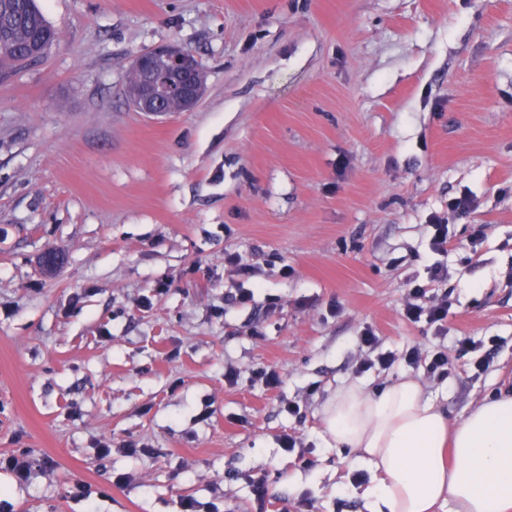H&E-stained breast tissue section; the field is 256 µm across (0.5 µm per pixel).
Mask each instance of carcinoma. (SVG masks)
Wrapping results in <instances>:
<instances>
[{
	"label": "carcinoma",
	"mask_w": 512,
	"mask_h": 512,
	"mask_svg": "<svg viewBox=\"0 0 512 512\" xmlns=\"http://www.w3.org/2000/svg\"><path fill=\"white\" fill-rule=\"evenodd\" d=\"M60 41L36 0H0V77L41 61Z\"/></svg>",
	"instance_id": "1"
}]
</instances>
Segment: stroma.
Segmentation results:
<instances>
[{"instance_id":"stroma-1","label":"stroma","mask_w":512,"mask_h":512,"mask_svg":"<svg viewBox=\"0 0 512 512\" xmlns=\"http://www.w3.org/2000/svg\"><path fill=\"white\" fill-rule=\"evenodd\" d=\"M37 5L60 41L0 80V456L53 468L0 471V512H368L353 477L372 475L324 433L326 397L406 376L458 421L512 386V0ZM166 44L196 55L203 98L136 111L124 73ZM464 193L473 209L448 212ZM437 262L439 331L402 315ZM367 327L383 352L447 351V378L358 371ZM463 338L490 350L484 371ZM0 468L11 472L18 481H27L33 470V461L25 456L0 458Z\"/></svg>"}]
</instances>
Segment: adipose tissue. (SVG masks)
<instances>
[{"label": "adipose tissue", "mask_w": 512, "mask_h": 512, "mask_svg": "<svg viewBox=\"0 0 512 512\" xmlns=\"http://www.w3.org/2000/svg\"><path fill=\"white\" fill-rule=\"evenodd\" d=\"M320 414L337 448L373 474L371 512H512V392L453 422L415 379L342 386Z\"/></svg>", "instance_id": "obj_1"}]
</instances>
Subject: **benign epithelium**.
I'll return each instance as SVG.
<instances>
[{
  "label": "benign epithelium",
  "instance_id": "obj_1",
  "mask_svg": "<svg viewBox=\"0 0 512 512\" xmlns=\"http://www.w3.org/2000/svg\"><path fill=\"white\" fill-rule=\"evenodd\" d=\"M135 64L148 74L133 101L139 111H159V95L170 70H178L184 75V82L178 90L184 110L189 112L198 106L203 96L202 69L192 52L174 46L158 47L139 55Z\"/></svg>",
  "mask_w": 512,
  "mask_h": 512
}]
</instances>
